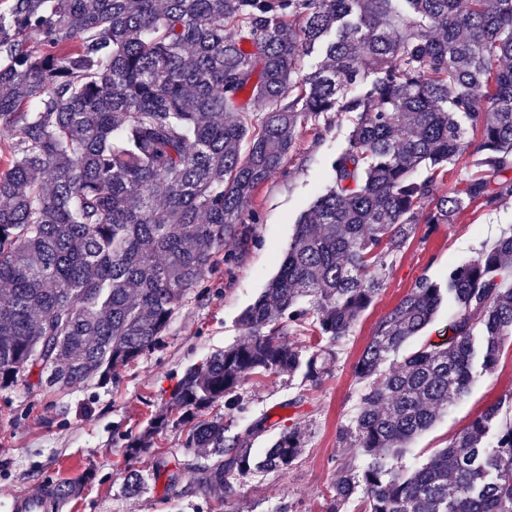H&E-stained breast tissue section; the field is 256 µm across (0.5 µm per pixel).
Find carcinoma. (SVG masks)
I'll use <instances>...</instances> for the list:
<instances>
[{
  "label": "carcinoma",
  "instance_id": "carcinoma-1",
  "mask_svg": "<svg viewBox=\"0 0 512 512\" xmlns=\"http://www.w3.org/2000/svg\"><path fill=\"white\" fill-rule=\"evenodd\" d=\"M318 62L305 67V58ZM353 115L331 184L277 273L239 317L245 339L190 366L170 409L125 433L131 462L170 427L186 459L155 457L174 497L290 469L299 422L230 433L251 378L317 387L419 222L512 198V0H0V388L19 376L105 385L166 336L224 242L245 246L258 187L285 168L298 125ZM474 134L470 139L467 134ZM464 188L434 198L456 158ZM454 304L448 345L408 342ZM308 326L305 350L288 329ZM512 338V228L421 278L378 324L339 426L326 512H512V420L493 404L404 473L390 460L496 366ZM189 483H184L186 476ZM83 480L57 483L66 503ZM123 491L148 488L129 470Z\"/></svg>",
  "mask_w": 512,
  "mask_h": 512
}]
</instances>
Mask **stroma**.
<instances>
[{
    "label": "stroma",
    "instance_id": "stroma-1",
    "mask_svg": "<svg viewBox=\"0 0 512 512\" xmlns=\"http://www.w3.org/2000/svg\"><path fill=\"white\" fill-rule=\"evenodd\" d=\"M351 127L350 115L342 113L331 115L326 123L299 128L285 170L274 173L253 198L258 222L248 249L239 252L236 261L218 264L191 290L164 340L118 368L108 384L79 385L58 393L22 379L0 389V512H8L9 495L38 496L48 483L80 476L85 479L82 494L62 512H323L335 478L336 431L347 422L362 390L354 366L378 323L418 279H443L450 264L476 256L511 227L512 199L494 207L473 202L451 224H417L405 248L389 260L380 293L339 344L335 367L321 385L305 390L299 380L278 374L245 385L241 423L264 417L278 431L298 419L307 422L304 452L288 471L246 479L229 500L202 491L173 498L159 483L129 496L122 491L128 462L112 435L139 431L167 407L188 366L241 340L240 314L276 273L301 214L325 192L331 163L345 148ZM494 403L512 414L509 340L495 369L414 439L395 467L407 471L424 463Z\"/></svg>",
    "mask_w": 512,
    "mask_h": 512
}]
</instances>
